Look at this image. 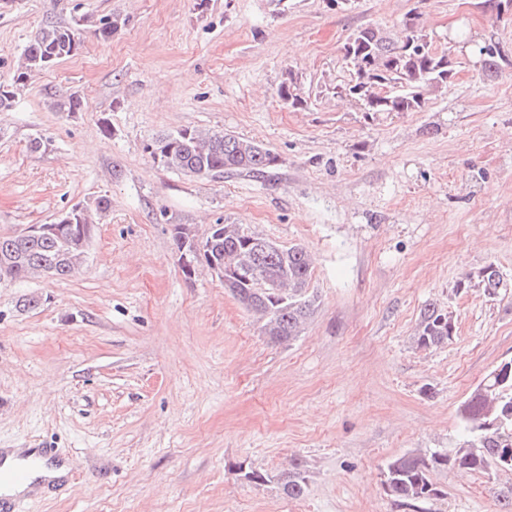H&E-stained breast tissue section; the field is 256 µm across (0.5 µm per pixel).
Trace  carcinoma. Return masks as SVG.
<instances>
[{"instance_id":"cac0c4a2","label":"carcinoma","mask_w":512,"mask_h":512,"mask_svg":"<svg viewBox=\"0 0 512 512\" xmlns=\"http://www.w3.org/2000/svg\"><path fill=\"white\" fill-rule=\"evenodd\" d=\"M71 34L77 36L78 43L69 40ZM83 43L81 31L47 25L25 49L13 77L43 70L51 58L58 62L72 57ZM344 45L345 77L334 89L336 94L351 98L362 112H419L427 96L448 87L453 75L448 52L434 47L416 12L410 29L403 28L395 36L368 26L351 32ZM476 53L484 73L498 72L501 56L495 41L476 45ZM279 96L292 108L305 102L293 72H288V85L281 87ZM146 150L162 167L186 176L220 177L237 171L264 174L278 162L271 149L255 140L188 128L153 140ZM82 236V224H75L59 236L27 242L20 264L7 269L0 266V280L38 279L46 266L55 268L58 279L73 276L82 265ZM265 242L257 235L245 236L235 224H226L206 245L201 261L224 263L229 274L224 288L236 289L251 299V310L264 319L263 335L274 343H289L300 336L315 311L316 299L310 292L313 262L300 244L279 252L271 245L263 247ZM480 284L489 298L507 287L492 263L481 270ZM453 334L449 313L437 303H427L415 328L416 346L440 348ZM492 403L498 405L500 413L497 422L489 425L484 410ZM459 417L464 429L460 446L424 455L405 453L387 463L384 490L397 506L410 512H428L426 504L442 495L432 479L435 471L484 473L499 469L506 450L512 449V373L501 379L492 377L484 388H475L461 404ZM277 483L291 499H300L308 491L307 476L298 463Z\"/></svg>"}]
</instances>
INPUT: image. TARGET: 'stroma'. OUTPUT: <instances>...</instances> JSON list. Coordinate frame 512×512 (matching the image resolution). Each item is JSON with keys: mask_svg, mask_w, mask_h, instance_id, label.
<instances>
[{"mask_svg": "<svg viewBox=\"0 0 512 512\" xmlns=\"http://www.w3.org/2000/svg\"><path fill=\"white\" fill-rule=\"evenodd\" d=\"M413 8L438 47L463 25L508 63L488 76L458 55L419 112L336 97L349 33L397 31ZM107 15L120 27L104 41ZM48 24L82 27L84 44L0 111V235L110 206L74 276L0 284V448H54L71 465L28 512H399L388 461L456 447L459 405L512 358V289L490 299L478 285L491 263L512 282V13L485 0H0V83ZM292 72L306 107L279 97ZM70 93L81 111H56ZM184 128L259 141L279 163L221 178L154 163L147 144ZM178 224L303 245L317 308L301 335L271 343L223 282L186 280ZM429 302L455 336L424 350L413 336ZM296 460L299 500L275 480ZM434 480L431 512H504L512 488L493 472Z\"/></svg>", "mask_w": 512, "mask_h": 512, "instance_id": "1", "label": "stroma"}]
</instances>
